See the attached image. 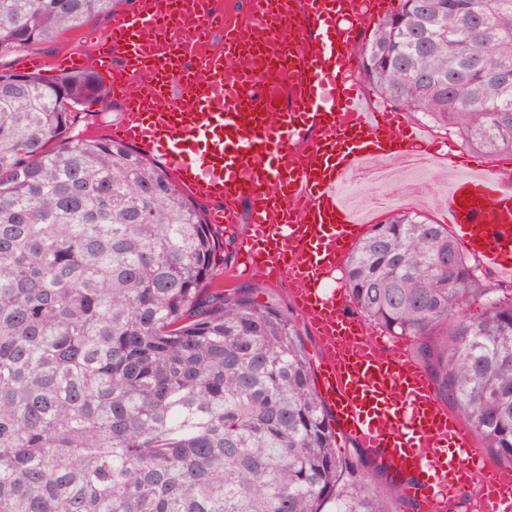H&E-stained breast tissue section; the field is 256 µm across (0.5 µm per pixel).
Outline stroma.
<instances>
[{"label":"stroma","instance_id":"35a3bbf8","mask_svg":"<svg viewBox=\"0 0 512 512\" xmlns=\"http://www.w3.org/2000/svg\"><path fill=\"white\" fill-rule=\"evenodd\" d=\"M114 20V15L109 13L91 16L82 25L67 30L53 42L0 58V70L27 73L31 70V60L36 59L41 63L40 74L60 73L64 68V58L71 53L87 50L90 37L111 29ZM405 120L414 125L427 141L437 144L454 143L456 162L450 168L431 171L424 168H400L397 181L388 185H380L363 177L348 180L342 188L343 194L354 203L362 205L372 223H381L396 211L417 212L432 222L445 223L444 199L448 193V182L454 174L474 168L484 172L512 169V149L488 155L467 145L455 129L426 125L420 115L414 112L406 113ZM236 268L233 262L225 267L222 278L224 287L253 285L259 289V300L272 297L284 307L292 306L290 283H273L258 274L241 277L237 275Z\"/></svg>","mask_w":512,"mask_h":512}]
</instances>
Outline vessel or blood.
<instances>
[{"label":"vessel or blood","instance_id":"b4317fda","mask_svg":"<svg viewBox=\"0 0 512 512\" xmlns=\"http://www.w3.org/2000/svg\"><path fill=\"white\" fill-rule=\"evenodd\" d=\"M381 9L382 0H247L244 28L216 0H139L97 38L94 60L70 65L103 67L124 112L115 138L161 155L182 186L214 201L210 223H234L235 204L247 202L241 262L294 285L339 430L409 474L406 492L425 512L467 492L479 512H512V472L478 447L404 346L345 313V291L331 283L365 222L340 196L346 179L367 164L435 158L400 113L364 111L347 83L356 28ZM296 14L308 21L304 54L283 35ZM248 53L261 58L260 72L235 75ZM305 139L310 149L295 155ZM445 209L464 248L511 277L512 184L489 172L455 175Z\"/></svg>","mask_w":512,"mask_h":512}]
</instances>
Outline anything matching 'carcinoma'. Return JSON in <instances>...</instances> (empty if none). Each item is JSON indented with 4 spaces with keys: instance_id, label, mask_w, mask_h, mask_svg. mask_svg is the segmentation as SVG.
Wrapping results in <instances>:
<instances>
[{
    "instance_id": "obj_1",
    "label": "carcinoma",
    "mask_w": 512,
    "mask_h": 512,
    "mask_svg": "<svg viewBox=\"0 0 512 512\" xmlns=\"http://www.w3.org/2000/svg\"><path fill=\"white\" fill-rule=\"evenodd\" d=\"M123 0H0V57ZM387 103L512 148V0H400L359 60ZM90 70L0 71V512H388L342 454L294 315L212 288L231 244L134 148L77 130ZM354 306L512 465V296L413 213L347 260Z\"/></svg>"
}]
</instances>
